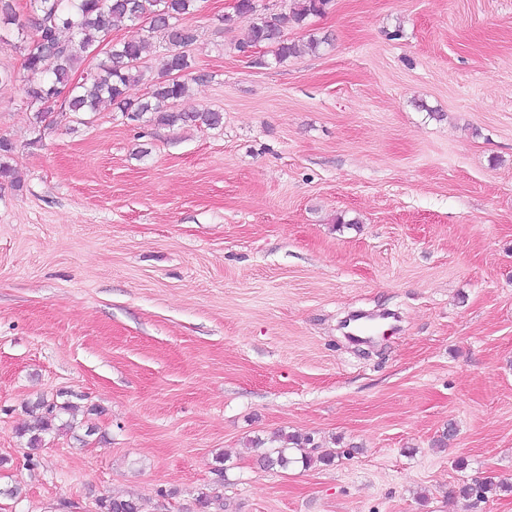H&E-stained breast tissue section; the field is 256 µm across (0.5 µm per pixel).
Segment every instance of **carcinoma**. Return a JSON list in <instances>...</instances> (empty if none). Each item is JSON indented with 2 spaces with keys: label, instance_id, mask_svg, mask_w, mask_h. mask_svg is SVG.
Returning a JSON list of instances; mask_svg holds the SVG:
<instances>
[{
  "label": "carcinoma",
  "instance_id": "carcinoma-1",
  "mask_svg": "<svg viewBox=\"0 0 512 512\" xmlns=\"http://www.w3.org/2000/svg\"><path fill=\"white\" fill-rule=\"evenodd\" d=\"M197 0H30L34 13V34H24L18 27V42L0 34V44L20 51L25 69L34 77L25 94L30 105L39 106L35 112V124L46 121L47 113L41 106L57 100L61 90H67L61 109L72 114L95 112L100 104L108 102L122 112L127 119L138 121L151 115L156 122L167 125H199L217 128L222 124L218 111L178 112L175 102L187 95V78L194 81L205 79L193 75L194 61L187 47L196 41L194 32L183 26L180 20L191 13ZM331 0H292L289 13L268 18L257 13L254 0H241L234 8L236 15H250L252 20L246 37L238 42L237 50L245 53L259 45L272 49L277 62L281 63L298 54V46L288 41L284 26L292 21L300 24L310 16L326 13ZM146 28L148 36L111 43L106 56L97 66L86 72L82 81L72 82L76 66L94 53L109 39L112 29L125 23ZM157 34L162 39V68L153 89L144 98L130 99L127 89L142 80L140 61L149 46V36ZM14 151L12 142L0 137V179L15 180V169L10 164ZM72 410L68 402L55 403L40 398L27 406L31 416L29 423L20 430L27 437L28 447L36 450L44 442V436L65 428L57 424L61 416ZM282 445L273 448L264 457L270 467L286 468L300 462L309 467L320 463L329 465L334 455L325 453L313 456L308 446L313 444L309 436L288 434L280 437ZM506 486L485 480L466 484L459 488V495L486 499L497 489ZM512 491V485L506 487ZM97 512H140V504L133 496H104L97 500Z\"/></svg>",
  "mask_w": 512,
  "mask_h": 512
}]
</instances>
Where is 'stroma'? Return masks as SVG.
<instances>
[{
    "label": "stroma",
    "mask_w": 512,
    "mask_h": 512,
    "mask_svg": "<svg viewBox=\"0 0 512 512\" xmlns=\"http://www.w3.org/2000/svg\"><path fill=\"white\" fill-rule=\"evenodd\" d=\"M232 12L182 20L175 108L215 129L34 133L0 47V512H512V0H332L284 29L328 45L263 66ZM40 397L76 411L32 452ZM282 434L333 464L263 467ZM97 512H140V504L133 496H104L97 500Z\"/></svg>",
    "instance_id": "1"
}]
</instances>
